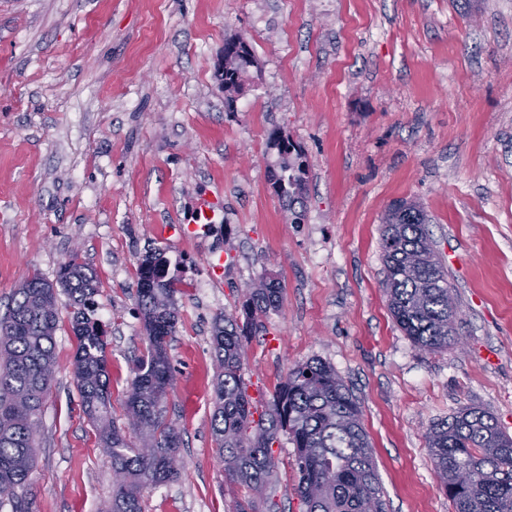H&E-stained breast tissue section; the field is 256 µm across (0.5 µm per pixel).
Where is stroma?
I'll return each instance as SVG.
<instances>
[{"label": "stroma", "mask_w": 512, "mask_h": 512, "mask_svg": "<svg viewBox=\"0 0 512 512\" xmlns=\"http://www.w3.org/2000/svg\"><path fill=\"white\" fill-rule=\"evenodd\" d=\"M256 64L234 107L218 77L225 40ZM301 146L300 220L274 191L272 133ZM219 229L190 237L202 194ZM421 203L460 309L459 343L418 349L382 290L381 217ZM164 250L182 281L164 416L180 476L143 512H234L215 454L212 327L273 278L283 306L248 337L259 409L296 364L335 367L361 409L387 512H452L430 425L479 406L512 433V0H0V316L27 277L69 258L99 284L113 407L147 346L137 266ZM56 374L38 415L35 512H100L112 466L72 376L59 294ZM253 512H302L288 435Z\"/></svg>", "instance_id": "35a3bbf8"}]
</instances>
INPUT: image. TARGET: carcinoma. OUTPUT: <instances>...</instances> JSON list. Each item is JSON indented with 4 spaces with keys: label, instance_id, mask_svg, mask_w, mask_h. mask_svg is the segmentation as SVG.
<instances>
[{
    "label": "carcinoma",
    "instance_id": "1",
    "mask_svg": "<svg viewBox=\"0 0 512 512\" xmlns=\"http://www.w3.org/2000/svg\"><path fill=\"white\" fill-rule=\"evenodd\" d=\"M245 55H251L250 50L241 52L231 40L224 41L228 67L221 77L229 105L234 99L228 88L244 86L250 67ZM271 143L280 158L272 173L273 187L295 215V205L305 201L306 161L287 137L274 133ZM428 223L416 203L401 201L385 213L383 288L397 326L421 350L438 351L455 341L458 302ZM169 266L158 250L145 256L136 271L135 300L148 345L135 360L123 409L128 427L141 438L139 448L112 415L107 330L94 318V273L73 257L60 266L56 283L34 275L18 289L0 318V503H12L15 512H33L32 502L19 491L29 484L35 467L37 414L56 372L58 287L73 308V375L81 406L115 476L112 500L104 512H142L145 488L178 477L170 460L181 447V435L159 410L174 381L167 338L180 320L175 294L181 280L169 274ZM281 302L279 284L266 278L246 289L241 316L219 315L214 322L212 438L225 478L245 491L238 512H251L253 496L265 490L275 469L271 448L282 432L297 448L296 492L304 512H386L359 404L329 363L313 359L294 366L268 410L254 418L243 338L260 330L263 318ZM426 442L453 512H512V436L493 414L477 406L463 408L433 423Z\"/></svg>",
    "mask_w": 512,
    "mask_h": 512
}]
</instances>
